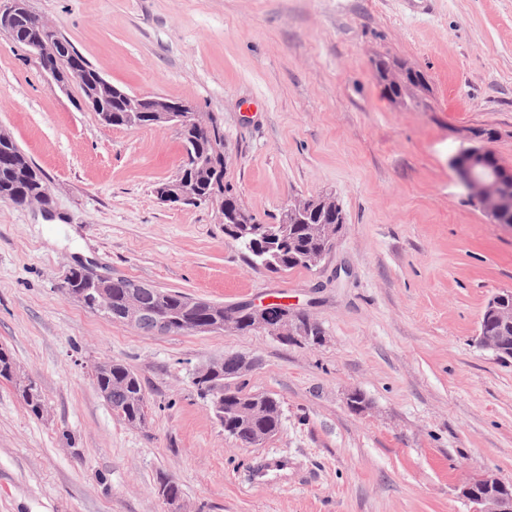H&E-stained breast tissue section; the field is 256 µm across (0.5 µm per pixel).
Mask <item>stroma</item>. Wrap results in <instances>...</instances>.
Returning <instances> with one entry per match:
<instances>
[{"instance_id": "35a3bbf8", "label": "stroma", "mask_w": 512, "mask_h": 512, "mask_svg": "<svg viewBox=\"0 0 512 512\" xmlns=\"http://www.w3.org/2000/svg\"><path fill=\"white\" fill-rule=\"evenodd\" d=\"M112 84L189 103L224 129V183L274 223L288 199L335 193L346 223L317 267L254 272L210 204L155 194L183 160L177 128L112 127L78 82L50 88L0 35V130L46 176L52 209L0 199V512H471L465 482L512 483V359L476 344L512 290V224L451 161L486 140L512 171V0H28ZM385 60L426 89L396 101ZM232 306L283 302L325 332L153 334L68 298L69 269ZM238 353L281 426L245 446L193 384ZM140 375L145 425L115 415L98 362ZM37 386L43 411L17 379ZM368 408L353 412L351 391ZM284 461L268 482L254 470ZM377 78L387 86L392 83L404 86L406 88L424 89L426 86L425 77L412 67L401 65L398 71L390 67H382L380 71H375ZM489 306L490 318L498 323L501 327H512V297H508L506 293H498L494 295L487 303ZM486 305V306H487ZM484 312L481 315L480 326H489L494 323Z\"/></svg>"}]
</instances>
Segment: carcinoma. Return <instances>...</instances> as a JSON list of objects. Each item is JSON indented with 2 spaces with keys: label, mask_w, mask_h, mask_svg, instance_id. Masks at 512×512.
Instances as JSON below:
<instances>
[{
  "label": "carcinoma",
  "mask_w": 512,
  "mask_h": 512,
  "mask_svg": "<svg viewBox=\"0 0 512 512\" xmlns=\"http://www.w3.org/2000/svg\"><path fill=\"white\" fill-rule=\"evenodd\" d=\"M22 34L16 41L24 44L38 36L47 45L60 44L62 52H46L40 56L44 69L60 67L63 57L70 58L79 68L78 77L81 89L99 83L101 74L79 54L72 44L54 27L41 18H32L23 23ZM100 108L119 115L118 126H152L149 103H144V111L134 113L133 123L124 120V98L107 95L101 99ZM184 149L183 163L174 178L189 185L198 199L209 200L213 195H230L224 189V131L217 124L205 128L182 125L179 127ZM46 179L9 134L0 137V197L18 207L27 206L38 198L44 204L50 203L44 194ZM276 244L277 259L268 262L271 253H258L242 238L229 233V238L243 248L251 266L256 270L271 273L286 272L303 268L302 256L322 252L328 248L327 242L313 235L308 224H274L271 226ZM112 312L118 313L125 306L129 295V279L116 278L106 288ZM144 309L135 327L147 333H156L167 328L169 334L185 332V326L199 321L224 318V314L241 311V306H224L204 300H195L176 291H161L158 288H141L137 294ZM95 383L109 393L112 411L125 422H131L146 414L147 400L139 375L121 361L112 362L111 367L95 375ZM243 408L250 419H240L237 410ZM224 431L246 446L256 442L258 433L275 435L281 426L280 402L266 394H246L236 389L224 395L223 415L218 417Z\"/></svg>",
  "instance_id": "cac0c4a2"
}]
</instances>
